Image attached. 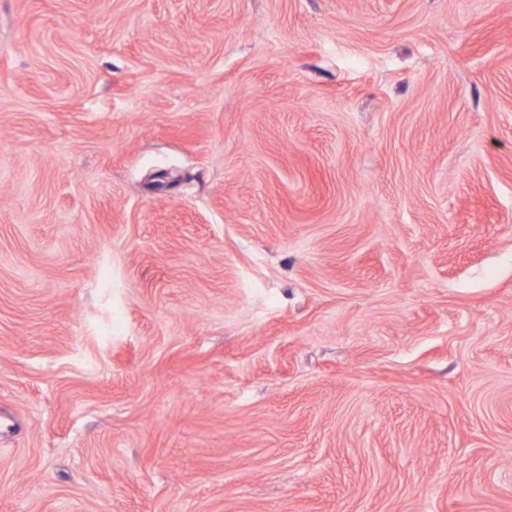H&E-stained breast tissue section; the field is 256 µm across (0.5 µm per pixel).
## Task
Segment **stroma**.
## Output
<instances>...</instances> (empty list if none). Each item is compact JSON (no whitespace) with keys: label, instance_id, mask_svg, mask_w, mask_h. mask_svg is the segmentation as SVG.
I'll list each match as a JSON object with an SVG mask.
<instances>
[{"label":"stroma","instance_id":"stroma-1","mask_svg":"<svg viewBox=\"0 0 512 512\" xmlns=\"http://www.w3.org/2000/svg\"><path fill=\"white\" fill-rule=\"evenodd\" d=\"M0 512H512V0H0Z\"/></svg>","mask_w":512,"mask_h":512}]
</instances>
